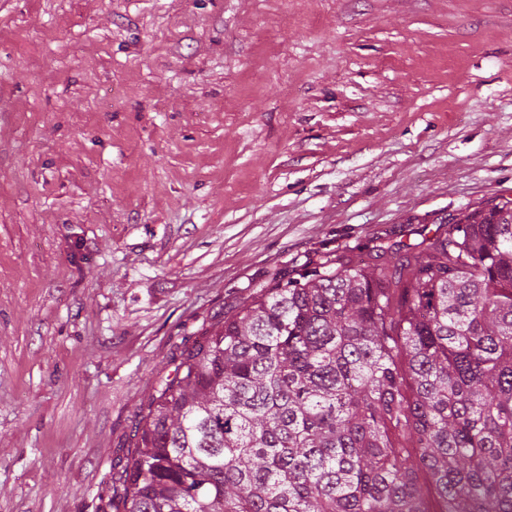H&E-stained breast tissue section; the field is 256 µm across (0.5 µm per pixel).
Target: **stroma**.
Listing matches in <instances>:
<instances>
[{"label":"stroma","instance_id":"obj_1","mask_svg":"<svg viewBox=\"0 0 512 512\" xmlns=\"http://www.w3.org/2000/svg\"><path fill=\"white\" fill-rule=\"evenodd\" d=\"M512 202V0H0V512H118L185 339Z\"/></svg>","mask_w":512,"mask_h":512}]
</instances>
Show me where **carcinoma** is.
<instances>
[{"label":"carcinoma","instance_id":"obj_1","mask_svg":"<svg viewBox=\"0 0 512 512\" xmlns=\"http://www.w3.org/2000/svg\"><path fill=\"white\" fill-rule=\"evenodd\" d=\"M375 258L285 273L184 347L123 512H512V203Z\"/></svg>","mask_w":512,"mask_h":512}]
</instances>
